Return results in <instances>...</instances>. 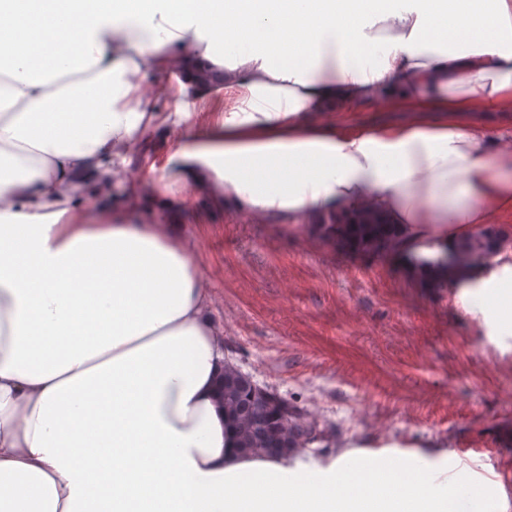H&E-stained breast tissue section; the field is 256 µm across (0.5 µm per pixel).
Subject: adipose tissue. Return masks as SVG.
<instances>
[{
  "label": "adipose tissue",
  "mask_w": 512,
  "mask_h": 512,
  "mask_svg": "<svg viewBox=\"0 0 512 512\" xmlns=\"http://www.w3.org/2000/svg\"><path fill=\"white\" fill-rule=\"evenodd\" d=\"M222 0H0V512H288L357 493L383 457L307 475L234 448L228 359L195 251L171 224L79 208L165 116L143 79L230 108L171 143L153 185L211 189L268 224L369 210L401 251L512 215V144L467 121L512 112V0H323L309 13ZM413 113L345 123L358 104ZM438 120H429V113ZM112 391L108 415L88 397Z\"/></svg>",
  "instance_id": "obj_1"
}]
</instances>
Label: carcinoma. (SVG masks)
<instances>
[{
    "label": "carcinoma",
    "instance_id": "carcinoma-1",
    "mask_svg": "<svg viewBox=\"0 0 512 512\" xmlns=\"http://www.w3.org/2000/svg\"><path fill=\"white\" fill-rule=\"evenodd\" d=\"M326 231L336 234V238L344 244L361 249L365 252H376L381 249L398 250L399 233L395 225L388 224L375 214L371 223H357L353 220L338 224L321 225ZM491 248L490 238L471 237L458 241L453 245L458 261L468 264L470 256L485 253ZM448 253L444 252L436 258L421 257L416 254L409 256L410 265L427 276L438 286L448 280V266L445 260ZM227 417L229 431L233 435L236 447L245 448L249 453H262L268 456H281L279 449L273 446V436L280 433L288 438L292 448L290 457L303 452L315 439L319 432V419L315 411L307 407H298L288 421L281 424L272 423L270 415L249 408L248 403L235 391H229L222 398Z\"/></svg>",
    "mask_w": 512,
    "mask_h": 512
}]
</instances>
